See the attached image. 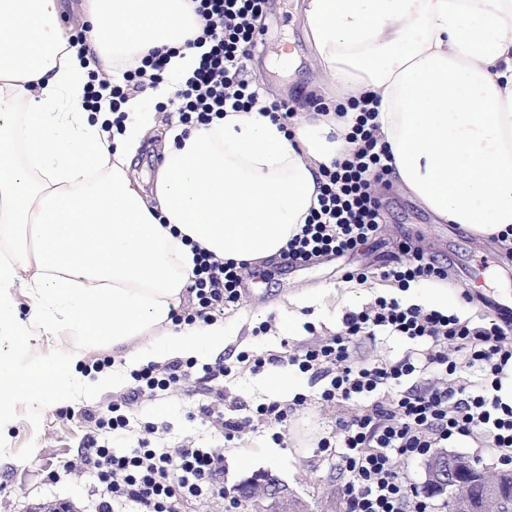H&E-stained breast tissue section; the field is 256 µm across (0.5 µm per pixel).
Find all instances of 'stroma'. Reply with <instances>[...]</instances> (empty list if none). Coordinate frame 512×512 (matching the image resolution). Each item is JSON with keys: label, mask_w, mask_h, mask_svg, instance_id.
<instances>
[{"label": "stroma", "mask_w": 512, "mask_h": 512, "mask_svg": "<svg viewBox=\"0 0 512 512\" xmlns=\"http://www.w3.org/2000/svg\"><path fill=\"white\" fill-rule=\"evenodd\" d=\"M300 4L301 0H269L258 26L262 42L246 63L245 77L261 87L265 100L287 102L293 110H311L316 102L332 103L336 94L317 84L319 68L305 36ZM151 109L157 123L154 137L132 162L140 177L156 172L162 163L163 134L175 120L169 100L154 102ZM377 195L380 229L360 251L320 256L293 268L283 260L253 264L239 303L220 313L229 344L219 358L231 372L217 390L171 386L135 406L128 414V426L112 432L78 416L62 417L57 405L43 409L19 404L12 425L0 430V446L8 450L6 459L0 460V512H25L28 504L51 497L88 498L95 485L93 475L76 479L64 472L63 465L89 435L118 454L131 453L142 442L171 450L187 444L221 449L224 471L219 482L225 497L189 503L185 512H245L243 507H230L228 493L267 472L307 504L309 512H343L342 480L318 444L335 439L337 422L350 419L361 403L324 401L329 376L270 362V355L298 356L311 346L325 344L342 330L347 313L361 312L378 298L411 305L410 290L395 287L382 276L385 266L401 260L398 245L405 237L413 249L446 268L449 290L459 298L450 310L460 317L476 323L496 319L493 297L499 289H512V255L500 242L438 222L393 179L379 183ZM353 267L364 268L363 287H353L344 279V271ZM466 289L478 292V299L463 301ZM304 297H319L323 303L301 308V324L293 333H275L273 323L280 307ZM425 346L422 340L381 333L360 340L354 354L369 362L395 361ZM257 358L265 361L258 369L253 366ZM274 373L287 374L292 386L273 392L267 378ZM210 404L223 411L225 418L245 420V427L230 434L218 429L202 413ZM272 404L290 409L288 432L281 441L276 438L277 426L259 413L261 407Z\"/></svg>", "instance_id": "35a3bbf8"}]
</instances>
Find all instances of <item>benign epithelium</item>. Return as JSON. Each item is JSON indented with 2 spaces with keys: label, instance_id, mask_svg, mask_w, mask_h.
<instances>
[{
  "label": "benign epithelium",
  "instance_id": "7a95c632",
  "mask_svg": "<svg viewBox=\"0 0 512 512\" xmlns=\"http://www.w3.org/2000/svg\"><path fill=\"white\" fill-rule=\"evenodd\" d=\"M473 469L467 457L440 452L427 464L428 490L433 493L454 489L464 512H512V474L480 471L481 491L475 496L471 482L466 479Z\"/></svg>",
  "mask_w": 512,
  "mask_h": 512
}]
</instances>
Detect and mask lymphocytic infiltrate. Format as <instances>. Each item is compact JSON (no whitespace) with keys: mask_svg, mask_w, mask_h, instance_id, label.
Instances as JSON below:
<instances>
[{"mask_svg":"<svg viewBox=\"0 0 512 512\" xmlns=\"http://www.w3.org/2000/svg\"><path fill=\"white\" fill-rule=\"evenodd\" d=\"M202 22L193 44L203 53L197 68L177 93L175 109L182 123H210L224 112H249L261 105L260 92L244 77L245 62L257 45L255 19L267 0H192ZM375 113L361 108L351 138L357 147L350 158L323 170L317 207L311 208L301 232L284 253L289 263L334 254L342 255L366 244L379 230L380 203L373 186L389 174L387 151L374 122ZM248 264L215 259L198 252L190 287L198 308L177 316V323L192 324L209 318L212 309L238 302ZM385 279L398 287L420 280L446 279L447 272L417 250L384 270ZM386 330L410 339L430 338L431 349L406 355L394 362L371 363L355 358L358 338ZM512 323L474 325L454 314L403 306L395 299L377 300L359 313L346 314L343 329L331 342L308 349L303 355L284 356V363L304 371L333 368L327 401L372 397L369 409L338 422L335 440H323L322 450H335L336 468L343 478L345 512H431L425 497L407 481L395 459L426 456L456 437L489 438L495 447L512 449V402L500 391L512 373ZM467 342L463 361L449 359L447 348ZM483 372L480 391L467 384L449 385V376L461 367ZM224 365L195 371L192 362L174 361L165 367L148 366L133 373L126 405L168 390L194 376L210 382L224 375ZM436 381L423 382L426 373ZM410 379L409 389L389 393L390 381ZM224 467L215 448L182 447L174 451L139 448L117 455L88 437L84 448L66 462L74 476L90 473L96 479L91 500L54 498L32 504L27 512H112L114 504L131 512H179L182 503L212 496Z\"/></svg>","mask_w":512,"mask_h":512,"instance_id":"obj_1","label":"lymphocytic infiltrate"}]
</instances>
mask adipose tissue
<instances>
[{"mask_svg": "<svg viewBox=\"0 0 512 512\" xmlns=\"http://www.w3.org/2000/svg\"><path fill=\"white\" fill-rule=\"evenodd\" d=\"M59 0H0V427L18 404L70 403L107 379L85 352L125 366L220 354V320L177 324L195 251L280 259L317 201L320 172L351 151L353 112H225L175 126L153 195L130 167L166 97L197 61L188 0H85L82 44ZM322 83L367 99L396 183L437 220L491 235L512 226V0H304ZM96 52L100 66L88 54ZM168 54L167 80L121 112L86 103L113 63ZM34 301L16 316L13 290ZM67 340L32 356L33 343Z\"/></svg>", "mask_w": 512, "mask_h": 512, "instance_id": "obj_1", "label": "adipose tissue"}]
</instances>
